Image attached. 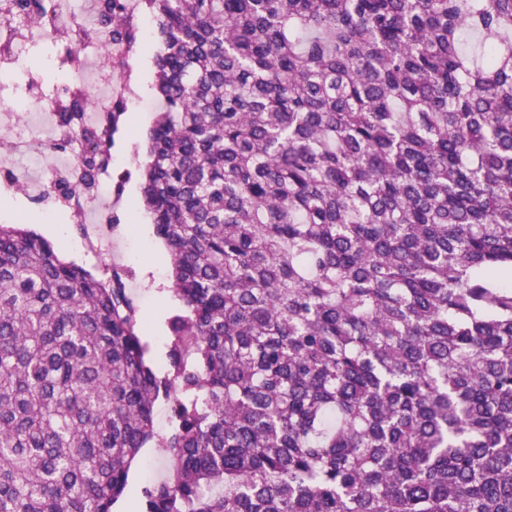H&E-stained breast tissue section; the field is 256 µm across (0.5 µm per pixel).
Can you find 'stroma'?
<instances>
[{
	"instance_id": "1",
	"label": "stroma",
	"mask_w": 512,
	"mask_h": 512,
	"mask_svg": "<svg viewBox=\"0 0 512 512\" xmlns=\"http://www.w3.org/2000/svg\"><path fill=\"white\" fill-rule=\"evenodd\" d=\"M156 45V29L148 27L147 39L139 54L135 88L139 97L150 100L151 108L133 110L123 116L112 148V196L106 204L115 229L112 266L121 273L135 308L150 319L146 339L152 347L154 365L160 370L165 366L166 319L172 311L163 300V292L170 286V265L161 241L154 234L151 217L142 206L139 170L145 159L154 114L160 109L152 90ZM47 209V202L21 194L0 202V215L7 216L9 223L31 228L54 245H61L64 237L78 236L74 223L61 226L46 223Z\"/></svg>"
}]
</instances>
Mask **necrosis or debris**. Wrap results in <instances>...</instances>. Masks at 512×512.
Segmentation results:
<instances>
[{
    "instance_id": "necrosis-or-debris-1",
    "label": "necrosis or debris",
    "mask_w": 512,
    "mask_h": 512,
    "mask_svg": "<svg viewBox=\"0 0 512 512\" xmlns=\"http://www.w3.org/2000/svg\"><path fill=\"white\" fill-rule=\"evenodd\" d=\"M19 0H0V75L21 69V46L41 40L63 44L78 52L81 65L72 68V84L79 88L89 102L83 115L90 127L106 124L112 102L117 96H129L131 78L137 69V52L128 47L112 51V62L87 71L86 61L95 58L104 49L99 14L102 0H47L49 7L41 25L25 27L23 13L18 9ZM58 110L53 98L39 92L36 85H29L26 94L17 96L0 85V129H8L10 139L0 141V167L8 169L9 177L0 184V192H23L30 197L44 193L41 180L21 178L19 171L24 158L38 156L46 171L62 175L71 170L74 151L61 152L54 142L61 133ZM112 176L104 171L91 188L77 189L70 193L57 192L49 195L54 216L78 215L84 224L78 250L110 252L112 243L102 223L89 224L85 218L95 211L98 202L105 197V188Z\"/></svg>"
}]
</instances>
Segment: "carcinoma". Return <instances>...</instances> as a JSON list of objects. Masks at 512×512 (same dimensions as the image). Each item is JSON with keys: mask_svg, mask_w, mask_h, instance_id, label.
Wrapping results in <instances>:
<instances>
[{"mask_svg": "<svg viewBox=\"0 0 512 512\" xmlns=\"http://www.w3.org/2000/svg\"><path fill=\"white\" fill-rule=\"evenodd\" d=\"M142 7L166 369L119 272L0 224V512H113L143 448L142 512H512V0Z\"/></svg>", "mask_w": 512, "mask_h": 512, "instance_id": "obj_1", "label": "carcinoma"}]
</instances>
